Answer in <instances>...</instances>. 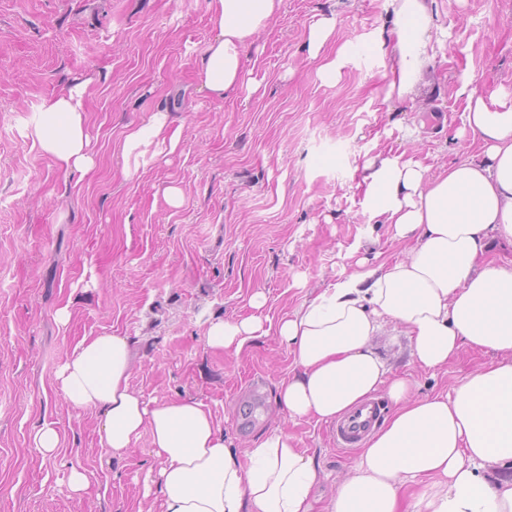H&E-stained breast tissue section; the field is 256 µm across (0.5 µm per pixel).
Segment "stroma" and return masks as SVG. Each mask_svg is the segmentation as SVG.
<instances>
[{"label": "stroma", "mask_w": 512, "mask_h": 512, "mask_svg": "<svg viewBox=\"0 0 512 512\" xmlns=\"http://www.w3.org/2000/svg\"><path fill=\"white\" fill-rule=\"evenodd\" d=\"M428 56L403 98L386 99L384 61L395 47L386 0H283L247 49L261 87L214 100L196 69L212 37L207 0H0V512H147L141 480L150 439L115 456L102 448L98 410L53 388L85 336L131 343L129 383L146 396L207 403L237 448L282 427L322 471L329 500L357 451L339 452L327 427L289 420L274 402L294 368L272 336L240 355L205 344L213 321L250 311L255 292L279 317L348 267V253L392 259L399 244L375 223L352 178L359 155L413 156L432 171L474 154L463 133L469 93L512 95V0H428ZM335 17L326 46L351 43L336 83L308 56L311 24ZM89 81L96 168L58 170L30 122L44 98ZM167 111L178 150L160 161L124 158L129 126ZM136 168L126 177V168ZM179 187L180 207L163 201ZM307 287H295L297 277ZM72 317L59 325L56 311ZM415 395L464 379L486 354L461 352L447 372L408 366V338L387 325L375 340ZM50 422L66 446L41 460L30 435ZM94 472L70 495V466Z\"/></svg>", "instance_id": "stroma-1"}]
</instances>
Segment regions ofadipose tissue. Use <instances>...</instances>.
Returning a JSON list of instances; mask_svg holds the SVG:
<instances>
[{
    "instance_id": "obj_1",
    "label": "adipose tissue",
    "mask_w": 512,
    "mask_h": 512,
    "mask_svg": "<svg viewBox=\"0 0 512 512\" xmlns=\"http://www.w3.org/2000/svg\"><path fill=\"white\" fill-rule=\"evenodd\" d=\"M283 0H208L214 36L197 69L200 91L225 100L259 81L244 50L280 12ZM397 35L384 63L386 98L403 97L427 61L426 0H389ZM336 28L324 17L308 32L307 51L335 82L351 47L323 49ZM88 82L45 98L32 127L44 154L64 173L96 166L88 133ZM463 125L479 153L437 173L413 157L377 156L355 168L364 203L403 250L395 259L353 269L314 289L278 320L263 315V292L250 314L213 322L208 347L235 355L277 336L294 359L275 402L291 420L329 423L386 390L391 415L366 441L355 466L323 512H512V260L490 259L493 241L512 245V101L500 88L469 94ZM180 142L165 111L129 128L122 152ZM409 338L410 362L439 371L462 348L494 354L450 389L417 397L373 348L385 324ZM130 342L111 333L83 338L60 365L55 384L77 408L98 409L102 447L114 455L150 435L158 465L145 495L160 512H314L319 466L297 437L276 427L252 447L231 448L211 408L195 399H148L129 385Z\"/></svg>"
}]
</instances>
